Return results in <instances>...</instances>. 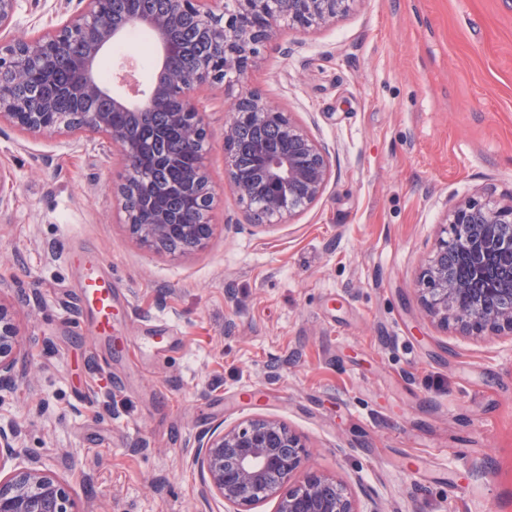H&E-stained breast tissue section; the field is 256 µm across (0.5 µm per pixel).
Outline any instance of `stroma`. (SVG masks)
<instances>
[{"mask_svg":"<svg viewBox=\"0 0 512 512\" xmlns=\"http://www.w3.org/2000/svg\"><path fill=\"white\" fill-rule=\"evenodd\" d=\"M77 8L24 0L7 33ZM251 91L331 151L322 196L287 224H258L224 182L226 110ZM198 96L216 201L189 253L128 233L109 143L0 127V302L23 353L0 424L20 461L45 463L82 512H225L197 447L270 417L364 512H512V333L443 327L418 292L447 212L512 202V0H354L328 27L281 23L239 85ZM94 253L112 273L108 338L77 306ZM155 329L172 349L132 361Z\"/></svg>","mask_w":512,"mask_h":512,"instance_id":"stroma-1","label":"stroma"}]
</instances>
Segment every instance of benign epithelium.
<instances>
[{"label": "benign epithelium", "instance_id": "7a95c632", "mask_svg": "<svg viewBox=\"0 0 512 512\" xmlns=\"http://www.w3.org/2000/svg\"><path fill=\"white\" fill-rule=\"evenodd\" d=\"M22 0H0V32L8 28ZM84 7L42 37L0 40V71L25 78L34 70L52 81L57 63L72 61L70 80L45 96L43 107L28 109L11 91L0 87V125L23 133L71 136L98 135L123 157L127 175L118 187V201L126 225L144 247L170 253L203 248L212 233L210 214L214 189L206 155L208 132L202 102L194 95L206 84L236 81L271 40L279 23L287 20L301 28L328 25L346 14L354 0H168L165 14L141 13L129 23L116 20L104 0H79ZM191 18L205 30L219 59L201 63L198 70L167 68L171 55L173 21ZM149 31L160 61L148 91L142 93L128 69L99 79V59L130 28ZM66 95L78 104L66 117L56 111V97ZM162 113L166 129L177 132L196 162L184 179L170 186L198 195L200 213L152 207L143 223L131 201L140 198L144 167L142 144L132 137L136 123L149 113ZM224 123V174L247 208L270 226L286 224L323 194L331 175L329 149L313 138L288 112L256 93L236 97ZM253 133L256 174L242 172L234 144L242 129ZM512 203L493 199L456 206L442 224L433 254L421 274V300L428 313L443 325L453 323L466 333L487 330L512 332V291L489 305L478 299L467 312L456 308L464 291L448 267L454 253L477 267L489 264L494 254L512 249ZM452 234L446 238V234ZM20 331L13 313L0 303V392L11 389L18 373ZM19 432L0 426V512H81L68 486L50 470L15 464ZM309 456L302 437L285 423L269 418L215 427L200 445L196 461L206 475L208 491L224 499L227 512H251L254 505L275 501L274 512H362L346 484L336 476L303 473Z\"/></svg>", "mask_w": 512, "mask_h": 512}]
</instances>
